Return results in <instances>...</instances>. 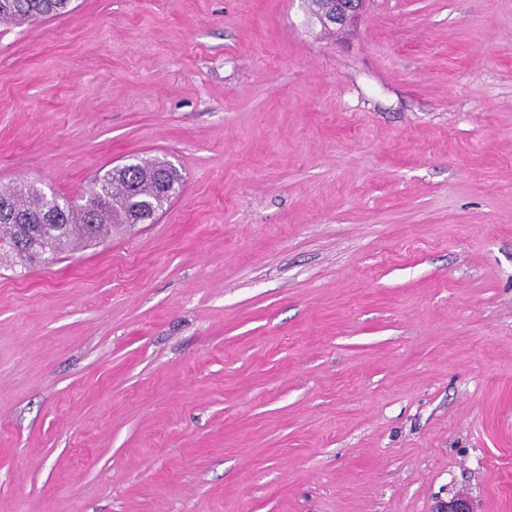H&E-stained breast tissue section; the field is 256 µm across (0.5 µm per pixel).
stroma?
Returning a JSON list of instances; mask_svg holds the SVG:
<instances>
[{"instance_id":"35a3bbf8","label":"stroma","mask_w":512,"mask_h":512,"mask_svg":"<svg viewBox=\"0 0 512 512\" xmlns=\"http://www.w3.org/2000/svg\"><path fill=\"white\" fill-rule=\"evenodd\" d=\"M72 6L0 25V186H184L0 265V512H512V0ZM309 11H312L313 5L325 11L326 14H319V20L322 27L329 28L326 25L344 26L358 16L362 7L363 0H308ZM336 8V9H335ZM335 10V11H334ZM333 11V12H331ZM330 12V13H329ZM328 13V14H327Z\"/></svg>"}]
</instances>
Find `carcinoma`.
Returning <instances> with one entry per match:
<instances>
[{
  "mask_svg": "<svg viewBox=\"0 0 512 512\" xmlns=\"http://www.w3.org/2000/svg\"><path fill=\"white\" fill-rule=\"evenodd\" d=\"M72 0H0V24H31L67 12ZM183 187L182 173L164 158L107 171L101 185L78 200L51 194L60 206L42 205L33 184L0 187V251L23 268L46 264L70 249L95 246L130 224H152Z\"/></svg>",
  "mask_w": 512,
  "mask_h": 512,
  "instance_id": "cac0c4a2",
  "label": "carcinoma"
}]
</instances>
